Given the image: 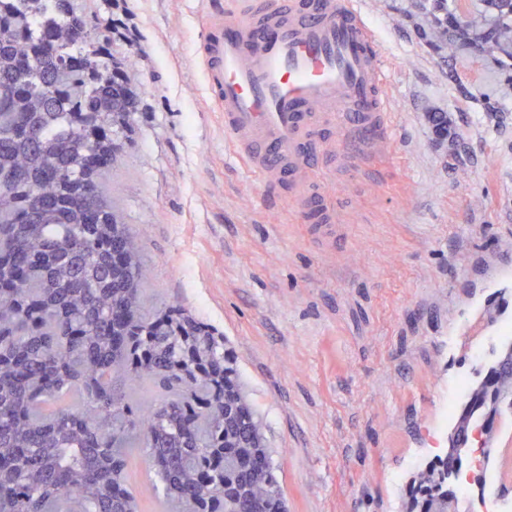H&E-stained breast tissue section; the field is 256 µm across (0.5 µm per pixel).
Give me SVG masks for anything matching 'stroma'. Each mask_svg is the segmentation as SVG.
Wrapping results in <instances>:
<instances>
[{"mask_svg":"<svg viewBox=\"0 0 512 512\" xmlns=\"http://www.w3.org/2000/svg\"><path fill=\"white\" fill-rule=\"evenodd\" d=\"M110 22L134 71L135 122L109 181L149 269L148 309L176 303L224 338L288 512H400L456 386L480 368L489 288L512 260V93L499 65L436 52L411 0H361L391 66L393 148L343 178L347 244L328 250L224 139L198 62L199 0H76ZM447 113L439 142L428 119ZM139 512H167L134 451Z\"/></svg>","mask_w":512,"mask_h":512,"instance_id":"1","label":"stroma"}]
</instances>
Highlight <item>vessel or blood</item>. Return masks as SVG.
Returning <instances> with one entry per match:
<instances>
[{
    "instance_id": "b4317fda",
    "label": "vessel or blood",
    "mask_w": 512,
    "mask_h": 512,
    "mask_svg": "<svg viewBox=\"0 0 512 512\" xmlns=\"http://www.w3.org/2000/svg\"><path fill=\"white\" fill-rule=\"evenodd\" d=\"M202 20L199 64L225 139L300 221L343 247L322 134L355 143L365 168L391 132L386 51L360 0H209Z\"/></svg>"
}]
</instances>
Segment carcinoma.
<instances>
[{
  "label": "carcinoma",
  "mask_w": 512,
  "mask_h": 512,
  "mask_svg": "<svg viewBox=\"0 0 512 512\" xmlns=\"http://www.w3.org/2000/svg\"><path fill=\"white\" fill-rule=\"evenodd\" d=\"M432 46L453 39L495 57L512 10L478 33L464 0H423ZM73 0H0V512H137L126 466L132 443L175 512H286L278 466L227 365L224 341L168 305L144 311L147 269L136 235L105 200L109 161L127 138L134 75L99 47ZM112 122L107 162L78 113ZM463 397L448 452L413 476L402 512L454 506L448 482L486 428L493 456L512 406V342L493 350ZM150 385L148 403L127 389Z\"/></svg>",
  "instance_id": "cac0c4a2"
}]
</instances>
